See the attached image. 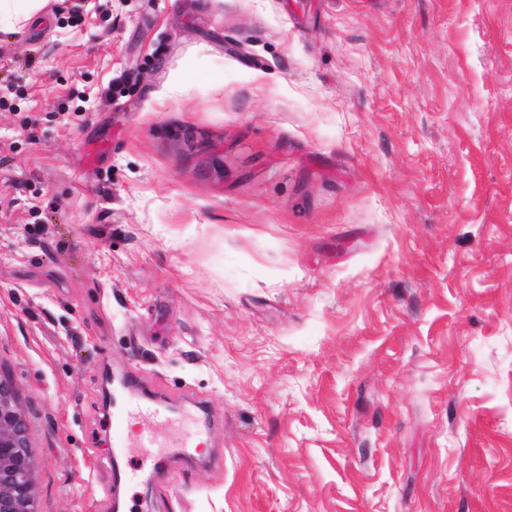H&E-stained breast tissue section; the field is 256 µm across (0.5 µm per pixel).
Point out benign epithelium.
I'll use <instances>...</instances> for the list:
<instances>
[{
	"label": "benign epithelium",
	"instance_id": "1",
	"mask_svg": "<svg viewBox=\"0 0 512 512\" xmlns=\"http://www.w3.org/2000/svg\"><path fill=\"white\" fill-rule=\"evenodd\" d=\"M36 469L19 393L0 375V512H38Z\"/></svg>",
	"mask_w": 512,
	"mask_h": 512
}]
</instances>
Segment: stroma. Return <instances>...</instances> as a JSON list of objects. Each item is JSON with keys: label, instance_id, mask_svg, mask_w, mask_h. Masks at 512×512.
<instances>
[{"label": "stroma", "instance_id": "1", "mask_svg": "<svg viewBox=\"0 0 512 512\" xmlns=\"http://www.w3.org/2000/svg\"><path fill=\"white\" fill-rule=\"evenodd\" d=\"M114 369L197 466L116 447ZM0 374L39 512H512V0L1 26Z\"/></svg>", "mask_w": 512, "mask_h": 512}]
</instances>
